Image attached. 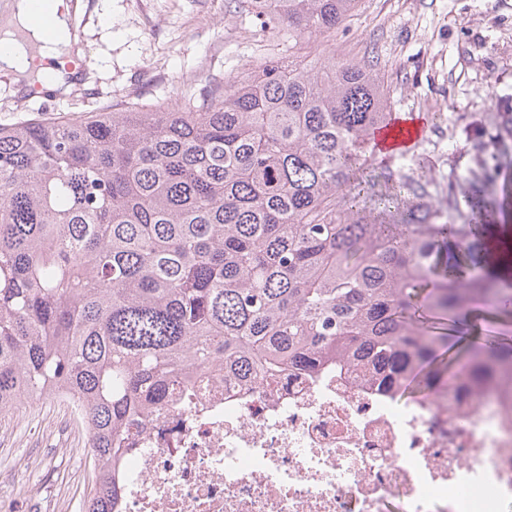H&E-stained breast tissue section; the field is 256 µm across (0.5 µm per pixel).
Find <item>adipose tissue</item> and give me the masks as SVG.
<instances>
[{
  "label": "adipose tissue",
  "instance_id": "obj_1",
  "mask_svg": "<svg viewBox=\"0 0 512 512\" xmlns=\"http://www.w3.org/2000/svg\"><path fill=\"white\" fill-rule=\"evenodd\" d=\"M30 13L31 0H0V70L60 89L62 83L54 77L56 63L63 50L78 47L80 7L72 0H54V27L49 35L31 24Z\"/></svg>",
  "mask_w": 512,
  "mask_h": 512
}]
</instances>
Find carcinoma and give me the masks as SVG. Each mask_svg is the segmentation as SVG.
Returning <instances> with one entry per match:
<instances>
[{
	"label": "carcinoma",
	"mask_w": 512,
	"mask_h": 512,
	"mask_svg": "<svg viewBox=\"0 0 512 512\" xmlns=\"http://www.w3.org/2000/svg\"><path fill=\"white\" fill-rule=\"evenodd\" d=\"M358 3L238 7L296 43ZM390 108L380 66L319 44L172 103L0 125V415L65 389L94 463L83 512H114L131 429L208 365L244 386L352 367L428 395L448 390L460 344L468 385L512 370V344L475 333V312H512L475 205L448 223L419 168L364 204ZM467 152L479 170L448 176V195L508 198L512 118Z\"/></svg>",
	"instance_id": "cac0c4a2"
}]
</instances>
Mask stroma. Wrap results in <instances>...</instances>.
<instances>
[{
    "instance_id": "1",
    "label": "stroma",
    "mask_w": 512,
    "mask_h": 512,
    "mask_svg": "<svg viewBox=\"0 0 512 512\" xmlns=\"http://www.w3.org/2000/svg\"><path fill=\"white\" fill-rule=\"evenodd\" d=\"M76 31L89 69L70 91L22 100L0 72V124L74 118L126 102L173 99L205 78L246 77L288 54V35L261 28L234 0H82ZM320 43L338 55L380 61L393 113L422 118L419 151L433 176L466 174L469 138L491 114L512 110V0H360ZM51 416L41 407L0 417V461L43 476L55 512H81L93 487L86 448L44 447Z\"/></svg>"
}]
</instances>
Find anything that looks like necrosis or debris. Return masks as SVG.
<instances>
[{
	"label": "necrosis or debris",
	"instance_id": "necrosis-or-debris-1",
	"mask_svg": "<svg viewBox=\"0 0 512 512\" xmlns=\"http://www.w3.org/2000/svg\"><path fill=\"white\" fill-rule=\"evenodd\" d=\"M134 442L116 512H512L507 376L408 399L351 369L270 390L210 365Z\"/></svg>",
	"mask_w": 512,
	"mask_h": 512
}]
</instances>
